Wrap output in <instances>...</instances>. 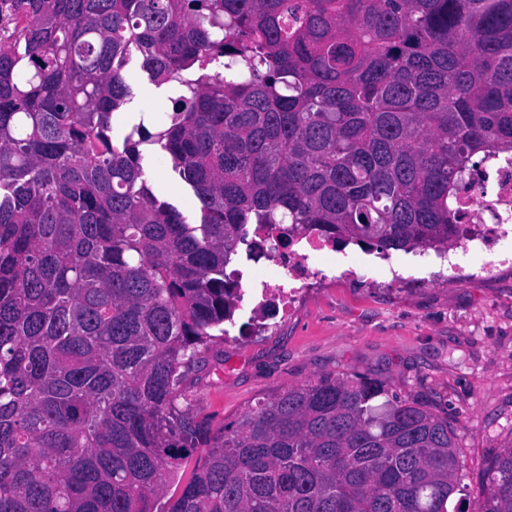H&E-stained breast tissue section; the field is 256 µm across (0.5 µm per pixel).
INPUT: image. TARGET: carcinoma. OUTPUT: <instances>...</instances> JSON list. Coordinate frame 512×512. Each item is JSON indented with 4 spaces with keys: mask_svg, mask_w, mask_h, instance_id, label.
I'll list each match as a JSON object with an SVG mask.
<instances>
[{
    "mask_svg": "<svg viewBox=\"0 0 512 512\" xmlns=\"http://www.w3.org/2000/svg\"><path fill=\"white\" fill-rule=\"evenodd\" d=\"M6 7L24 26L0 43V512H465L455 435L422 399L327 373L214 429L187 381L257 239L456 240L460 185L512 152V0ZM134 52L179 95L115 134ZM149 148L199 223L155 194ZM481 494L512 512V445Z\"/></svg>",
    "mask_w": 512,
    "mask_h": 512,
    "instance_id": "1",
    "label": "carcinoma"
}]
</instances>
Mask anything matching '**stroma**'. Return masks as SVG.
<instances>
[{"mask_svg": "<svg viewBox=\"0 0 512 512\" xmlns=\"http://www.w3.org/2000/svg\"><path fill=\"white\" fill-rule=\"evenodd\" d=\"M132 98L115 126L160 120L172 109L173 85H155L132 58L125 68ZM154 191L193 215L197 200L172 171L169 156L149 158ZM358 275L328 277L305 293L272 331H257L236 314L231 335L214 339L192 375L195 408L213 427L287 386L327 372L381 380L390 394L429 399L455 429L461 468L479 512L478 481L490 458L512 444V268L438 284L414 280L411 254L390 261L348 246L319 257L325 268L339 256Z\"/></svg>", "mask_w": 512, "mask_h": 512, "instance_id": "obj_1", "label": "stroma"}]
</instances>
